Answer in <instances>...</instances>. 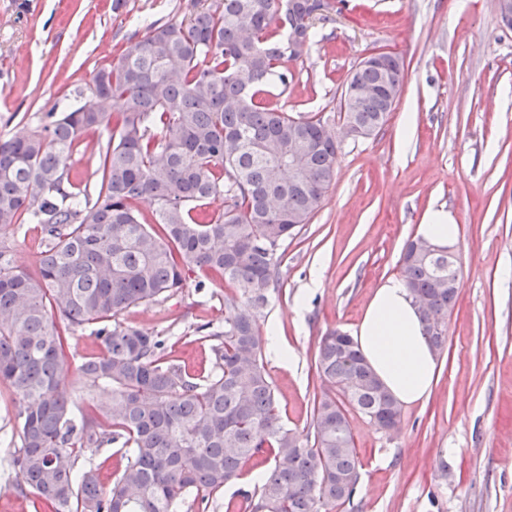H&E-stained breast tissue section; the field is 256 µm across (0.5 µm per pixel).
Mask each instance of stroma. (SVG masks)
<instances>
[{
    "instance_id": "35a3bbf8",
    "label": "stroma",
    "mask_w": 512,
    "mask_h": 512,
    "mask_svg": "<svg viewBox=\"0 0 512 512\" xmlns=\"http://www.w3.org/2000/svg\"><path fill=\"white\" fill-rule=\"evenodd\" d=\"M188 2L128 0L116 11L112 0H0V136L91 104L93 70L137 46L150 22L181 20ZM374 52L403 58L400 98L378 133L343 140L322 207L278 249L279 285L260 319L264 365L283 422L310 432L321 336L352 332L379 284L399 277L417 224L451 211L461 282L438 384L390 434L350 413L360 480L336 512H512V29L494 0H347L315 20L287 91L272 88L271 99L338 120L347 77ZM189 279L121 319L203 376L211 353L195 328L223 330L233 288L216 274L200 291ZM100 350L90 328L70 338L61 389L75 407L76 368Z\"/></svg>"
}]
</instances>
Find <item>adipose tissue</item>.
Instances as JSON below:
<instances>
[{"instance_id": "adipose-tissue-1", "label": "adipose tissue", "mask_w": 512, "mask_h": 512, "mask_svg": "<svg viewBox=\"0 0 512 512\" xmlns=\"http://www.w3.org/2000/svg\"><path fill=\"white\" fill-rule=\"evenodd\" d=\"M353 338L366 362L401 404L422 403L431 397L440 366L402 280H386L376 289Z\"/></svg>"}]
</instances>
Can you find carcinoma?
<instances>
[{"label": "carcinoma", "instance_id": "1", "mask_svg": "<svg viewBox=\"0 0 512 512\" xmlns=\"http://www.w3.org/2000/svg\"><path fill=\"white\" fill-rule=\"evenodd\" d=\"M191 0L180 21H156L136 50L97 68L87 91L121 103L49 112L32 130L0 138V232L34 224L40 247L29 266L0 237V385L14 396L20 447L8 454L15 486L46 512H178L191 494L208 501L252 459L274 466L244 493L246 512H334L356 492L361 464L348 414L386 431L402 405L334 329L315 364L313 432L282 422L263 363L259 320L277 285V250L310 223L333 184L341 140L318 115L288 114L263 98L288 86L289 29L312 37L310 0ZM404 64L353 72L373 93L348 106L367 136L393 111ZM112 129L91 148L92 180L76 184L70 161L85 135ZM224 197L219 213L208 201ZM153 208L157 232L137 204ZM406 242L400 279L431 347L448 342L457 261ZM218 273L237 293L224 298V331L211 338L205 377L162 361L164 340L119 320L186 287L190 272ZM94 326L103 350L78 366L86 410L60 390L65 349ZM123 450L112 484L99 467L77 468L88 449Z\"/></svg>", "mask_w": 512, "mask_h": 512}]
</instances>
